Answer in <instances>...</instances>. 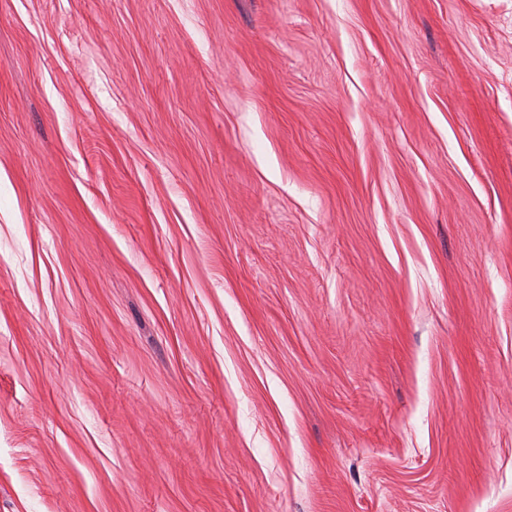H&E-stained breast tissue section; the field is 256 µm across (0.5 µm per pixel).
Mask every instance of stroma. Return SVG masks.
I'll return each mask as SVG.
<instances>
[{
  "label": "stroma",
  "instance_id": "obj_1",
  "mask_svg": "<svg viewBox=\"0 0 512 512\" xmlns=\"http://www.w3.org/2000/svg\"><path fill=\"white\" fill-rule=\"evenodd\" d=\"M0 512H512V0H0Z\"/></svg>",
  "mask_w": 512,
  "mask_h": 512
}]
</instances>
